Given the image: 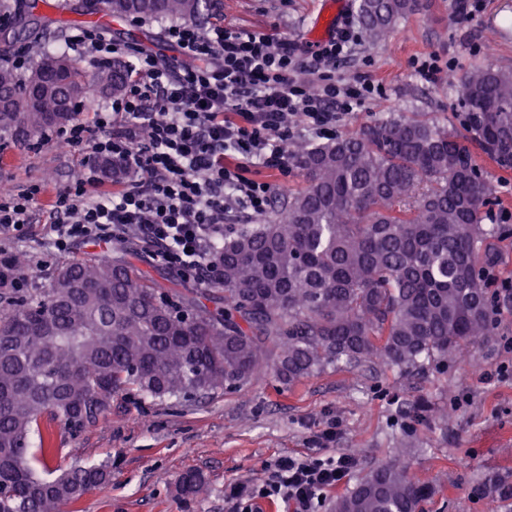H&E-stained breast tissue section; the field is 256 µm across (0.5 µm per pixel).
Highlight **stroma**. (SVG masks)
I'll use <instances>...</instances> for the list:
<instances>
[{"label": "stroma", "mask_w": 512, "mask_h": 512, "mask_svg": "<svg viewBox=\"0 0 512 512\" xmlns=\"http://www.w3.org/2000/svg\"><path fill=\"white\" fill-rule=\"evenodd\" d=\"M85 0H52L36 10L34 39L39 51L59 54L58 35L78 17ZM324 0H218L205 22L251 28L285 37L315 50L308 35L316 27ZM164 23L115 20L106 36L119 44H136L176 56L163 45ZM436 57L435 78L420 75L417 64ZM512 69V0H486L482 12L460 19L455 0H428L427 8L402 20L386 40L361 41L336 74L346 81L365 77L378 85L372 98L336 126L351 133L378 114L419 116L462 131L459 92L448 89L447 72L476 65ZM78 153L56 142L31 148L0 133V190L42 186L46 196L69 185L78 169ZM49 222L47 209H37L30 237L14 250L27 264L46 262L32 287H48L50 267L62 257L44 250L41 241ZM512 336V312L496 319L491 335L448 355L447 362L422 372L379 362L374 365L325 367L291 386L274 377L260 379L232 393L197 402L138 404L118 397L112 416L72 434L54 428L58 455L41 458L39 438H30V463L54 470L111 459V483L86 494L63 512H238L224 496L231 484L258 483L265 464L281 455H310L320 448L326 429L336 437L327 454L346 453L358 464L346 480L353 488L370 470L394 463L436 491L421 512H512V500L494 501L481 490L493 475H512V376L494 377L507 355L503 337ZM469 401L455 406V395ZM201 472L205 495L184 499L176 481L183 471Z\"/></svg>", "instance_id": "obj_1"}]
</instances>
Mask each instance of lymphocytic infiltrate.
<instances>
[{"mask_svg": "<svg viewBox=\"0 0 512 512\" xmlns=\"http://www.w3.org/2000/svg\"><path fill=\"white\" fill-rule=\"evenodd\" d=\"M166 41L185 58L183 66L161 63L156 53L119 45L105 34L83 31L65 41L94 61L131 57L124 94L89 107L53 134L78 151L82 176L51 200L46 243L71 251L91 240L119 241L135 235L157 261L178 275L214 285V258L229 217L266 214L276 194L258 179L261 171L288 175L294 166L287 142L304 130L333 136L336 124L370 98L365 78L346 84L336 65L351 54L360 35L350 11L314 51L295 41L216 23L207 29L174 24ZM121 163L119 188L102 186L103 163ZM42 189L33 185L0 196V288H24L28 277L13 270V244L27 239ZM346 455L281 456L266 464L267 477L236 484L232 500L281 499L291 512H317L326 491L354 467Z\"/></svg>", "mask_w": 512, "mask_h": 512, "instance_id": "f902f5d3", "label": "lymphocytic infiltrate"}]
</instances>
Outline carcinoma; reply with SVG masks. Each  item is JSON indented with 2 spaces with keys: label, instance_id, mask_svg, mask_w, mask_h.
I'll return each mask as SVG.
<instances>
[{
  "label": "carcinoma",
  "instance_id": "carcinoma-1",
  "mask_svg": "<svg viewBox=\"0 0 512 512\" xmlns=\"http://www.w3.org/2000/svg\"><path fill=\"white\" fill-rule=\"evenodd\" d=\"M114 18L191 20L209 0H105ZM420 11L417 0H358L371 42ZM33 33L26 16L0 33L4 48ZM53 78L36 94L34 74ZM126 64L92 78L41 54L26 81L0 65V132L34 142L73 113L89 82L119 96ZM465 109L460 136L444 124L390 115L328 143L296 146L305 186L255 224L224 225L215 289L157 288L133 252L62 262L49 287L8 294L0 314V512H62L112 481V464L51 477L29 461L35 429L71 433L112 416L121 395L188 401L240 390L272 373L284 385L329 364L377 358L405 369L448 355L494 329L487 268L504 224L484 227L496 197L479 156L512 170V70L448 73ZM182 495L207 491L194 470ZM431 486L385 464L336 499L334 512H420Z\"/></svg>",
  "mask_w": 512,
  "mask_h": 512
}]
</instances>
